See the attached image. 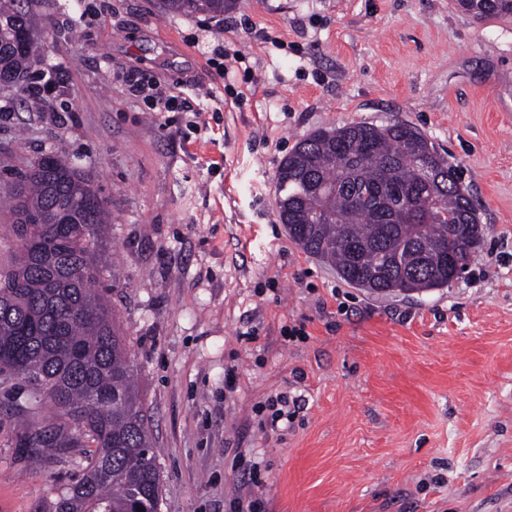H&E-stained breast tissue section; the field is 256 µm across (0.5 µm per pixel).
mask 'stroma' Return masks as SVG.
<instances>
[{
	"instance_id": "stroma-1",
	"label": "stroma",
	"mask_w": 512,
	"mask_h": 512,
	"mask_svg": "<svg viewBox=\"0 0 512 512\" xmlns=\"http://www.w3.org/2000/svg\"><path fill=\"white\" fill-rule=\"evenodd\" d=\"M36 100L0 89L4 204L45 154L112 211L99 287L137 371L160 512H512V20L456 0H31ZM231 57L229 69L212 63ZM137 72L179 112L128 93ZM406 122L457 168L483 226L462 279L371 294L281 223L277 172L315 130ZM291 401L271 425L268 402ZM0 383V512H51L94 451ZM232 6V0H162L166 13L181 15L204 14L215 17L224 15Z\"/></svg>"
}]
</instances>
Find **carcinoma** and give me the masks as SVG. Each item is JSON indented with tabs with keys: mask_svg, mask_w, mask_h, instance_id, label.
I'll return each mask as SVG.
<instances>
[{
	"mask_svg": "<svg viewBox=\"0 0 512 512\" xmlns=\"http://www.w3.org/2000/svg\"><path fill=\"white\" fill-rule=\"evenodd\" d=\"M475 16L512 17V0H458ZM233 0H162L167 13L220 16ZM36 27L28 0H0V83L27 80ZM289 237L370 293L444 288L466 268L483 227L470 194L416 127L346 123L299 141L277 174ZM17 250L0 267V376L32 388L67 424L39 428L31 448L96 444L54 512H134L160 502L143 405L102 275L107 202L75 165L47 155L10 196Z\"/></svg>",
	"mask_w": 512,
	"mask_h": 512,
	"instance_id": "1",
	"label": "carcinoma"
}]
</instances>
